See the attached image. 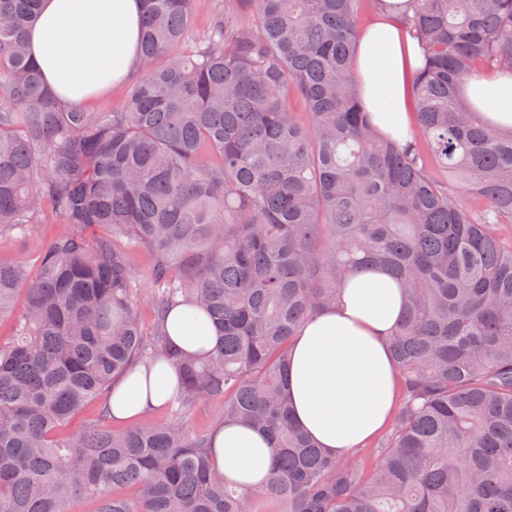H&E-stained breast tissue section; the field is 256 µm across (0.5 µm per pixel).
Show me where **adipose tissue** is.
Returning a JSON list of instances; mask_svg holds the SVG:
<instances>
[{"mask_svg": "<svg viewBox=\"0 0 512 512\" xmlns=\"http://www.w3.org/2000/svg\"><path fill=\"white\" fill-rule=\"evenodd\" d=\"M409 14L408 0H380L358 46L362 103L375 126L396 138L409 132L407 83L422 64L418 41L406 25ZM140 22L141 0H41L39 20L27 35L31 57L56 97L81 104L131 75ZM463 93L491 125H512L511 71L488 70L469 79ZM401 309L400 290L387 273L358 275L292 342L288 405L298 425L332 456L351 455L392 418L396 369L386 341ZM190 314L184 305L168 311L170 341L190 353L214 348L216 330L201 329ZM176 386L168 362L137 365L115 381L108 409L117 420L137 421L164 405ZM211 452L219 472L241 490L268 483L270 441L262 431L218 426Z\"/></svg>", "mask_w": 512, "mask_h": 512, "instance_id": "1", "label": "adipose tissue"}]
</instances>
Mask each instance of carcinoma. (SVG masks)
Segmentation results:
<instances>
[{
    "mask_svg": "<svg viewBox=\"0 0 512 512\" xmlns=\"http://www.w3.org/2000/svg\"><path fill=\"white\" fill-rule=\"evenodd\" d=\"M142 2L138 76L88 112L58 103L30 59L39 0H0V238L72 226L34 277L0 261V512H258L262 495L278 512H512V129L461 94L512 71V0H413L425 65L403 144L354 81L375 0H216L202 34L191 0ZM379 267L404 293L388 340L398 407L337 459L290 414L289 346L350 273ZM179 302L220 333L212 352L169 341ZM158 358L178 371L170 420L114 430L103 410L69 430ZM203 400L217 423L270 435L268 485L218 475L212 432L183 419ZM150 267V257L146 252L139 254L136 263V269L134 273V286L138 288V293H141V301L144 306V317H145V329L149 332L151 327L150 310L147 307V296L151 292L153 283L148 277V271Z\"/></svg>",
    "mask_w": 512,
    "mask_h": 512,
    "instance_id": "cac0c4a2",
    "label": "carcinoma"
}]
</instances>
